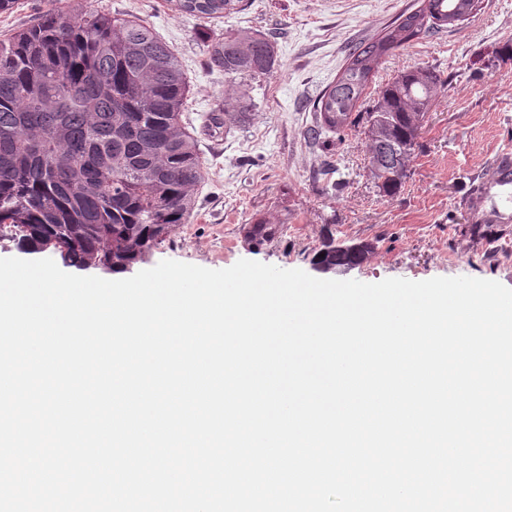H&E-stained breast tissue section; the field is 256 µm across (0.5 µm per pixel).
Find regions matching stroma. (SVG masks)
Segmentation results:
<instances>
[{
    "label": "stroma",
    "instance_id": "1",
    "mask_svg": "<svg viewBox=\"0 0 512 512\" xmlns=\"http://www.w3.org/2000/svg\"><path fill=\"white\" fill-rule=\"evenodd\" d=\"M414 2L243 0L238 13L202 19L180 13L173 0H19L0 14V39L38 22L48 8H91L139 17L176 51L189 81L184 120L199 143L204 179L188 234L158 245L152 263L225 269L249 259L307 271L325 242L365 241L380 260L350 270L349 278L469 276L512 288L502 270L512 263V224L470 223L459 204L494 155L512 148V0H481L459 29L430 34L385 59L377 86L416 66L448 81L396 194L385 195L368 171L366 113L357 115L344 139L306 135L313 105L349 49ZM239 29L268 35L278 62L254 92V119L216 128L209 115L224 103V75L207 66L205 44ZM328 161L343 182L333 195L319 174ZM265 220L283 232L273 244L254 247L246 229Z\"/></svg>",
    "mask_w": 512,
    "mask_h": 512
}]
</instances>
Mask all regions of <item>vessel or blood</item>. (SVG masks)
Returning <instances> with one entry per match:
<instances>
[{"label": "vessel or blood", "instance_id": "b4317fda", "mask_svg": "<svg viewBox=\"0 0 512 512\" xmlns=\"http://www.w3.org/2000/svg\"><path fill=\"white\" fill-rule=\"evenodd\" d=\"M471 221L512 223V153L502 152L464 200Z\"/></svg>", "mask_w": 512, "mask_h": 512}]
</instances>
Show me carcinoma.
<instances>
[{
	"mask_svg": "<svg viewBox=\"0 0 512 512\" xmlns=\"http://www.w3.org/2000/svg\"><path fill=\"white\" fill-rule=\"evenodd\" d=\"M241 2L175 0V7L212 18ZM478 9L479 0H416L349 53L314 103L321 120L309 133L343 135L390 53ZM205 53L208 66L224 73V115L214 122H249L256 103L248 88L275 67L274 42L244 29L208 41ZM443 87L439 74L421 67L382 87L368 113L369 158L411 159ZM188 93L175 50L129 14L51 8L0 40V228L14 229L18 246L38 230L73 267L107 257L112 243L142 224L165 241L188 223L204 177L198 141L183 120ZM377 128L382 142L373 138ZM279 233L281 225L263 221L249 228L254 244Z\"/></svg>",
	"mask_w": 512,
	"mask_h": 512,
	"instance_id": "1",
	"label": "carcinoma"
}]
</instances>
